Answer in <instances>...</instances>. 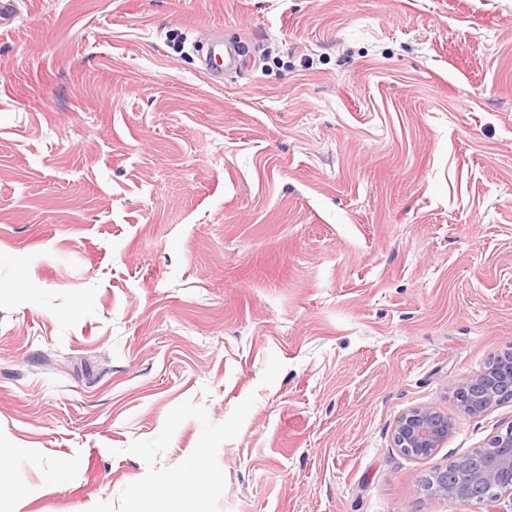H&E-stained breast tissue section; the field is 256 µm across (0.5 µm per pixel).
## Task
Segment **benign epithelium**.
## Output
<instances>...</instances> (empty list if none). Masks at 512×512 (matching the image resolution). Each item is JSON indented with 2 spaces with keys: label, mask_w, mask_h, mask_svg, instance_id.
Masks as SVG:
<instances>
[{
  "label": "benign epithelium",
  "mask_w": 512,
  "mask_h": 512,
  "mask_svg": "<svg viewBox=\"0 0 512 512\" xmlns=\"http://www.w3.org/2000/svg\"><path fill=\"white\" fill-rule=\"evenodd\" d=\"M511 389L512 369L492 366L459 379L456 397L463 411L476 417L496 404L502 391ZM448 435V417L430 406H414L398 416L393 442L403 456L423 460L432 457ZM453 464V474L437 470L426 489L466 507L511 496L512 426L492 436L486 446L455 458Z\"/></svg>",
  "instance_id": "7a95c632"
}]
</instances>
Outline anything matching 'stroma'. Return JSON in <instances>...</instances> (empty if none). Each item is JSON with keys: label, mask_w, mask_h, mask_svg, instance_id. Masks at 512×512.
<instances>
[{"label": "stroma", "mask_w": 512, "mask_h": 512, "mask_svg": "<svg viewBox=\"0 0 512 512\" xmlns=\"http://www.w3.org/2000/svg\"><path fill=\"white\" fill-rule=\"evenodd\" d=\"M248 43L214 85L194 43ZM512 0H20L0 34V512H487L512 426ZM453 429L412 461L399 414ZM55 471L46 482V471ZM512 362V352H504L494 358L492 364L497 366ZM497 366L472 375L464 376L457 381L456 397L460 407L470 416H480L497 403L498 396L504 390L512 389V369ZM454 472L438 469L426 490L448 496L463 506L496 502L512 495V426L498 432L483 448L466 452L453 460ZM203 491V484L201 479L179 474L170 480V491L167 493L165 500L159 502L158 510L151 512H172L166 510V505L173 499L177 500H191L198 497Z\"/></svg>", "instance_id": "35a3bbf8"}]
</instances>
